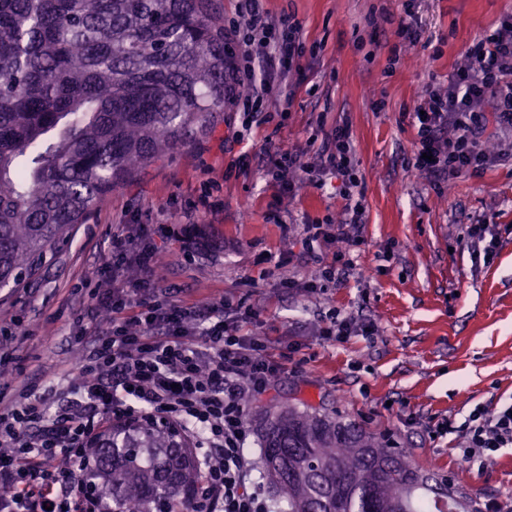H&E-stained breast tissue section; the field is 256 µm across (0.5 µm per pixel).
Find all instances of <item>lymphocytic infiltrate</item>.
Returning a JSON list of instances; mask_svg holds the SVG:
<instances>
[{
  "instance_id": "f902f5d3",
  "label": "lymphocytic infiltrate",
  "mask_w": 512,
  "mask_h": 512,
  "mask_svg": "<svg viewBox=\"0 0 512 512\" xmlns=\"http://www.w3.org/2000/svg\"><path fill=\"white\" fill-rule=\"evenodd\" d=\"M238 51L229 96L244 130H251L275 79L300 71L302 26L292 15L275 17L260 0H242L240 16L224 23ZM491 108L499 127L512 132V16L468 48L465 61L443 90L425 89L412 119L417 129L414 168L458 175L483 165L480 121ZM292 187L333 181L354 215L362 213V178L348 126L334 129L312 160L278 148L267 170ZM354 223L304 224L301 243L319 266L303 286L322 293L348 276L358 244ZM337 245L333 254L325 242ZM162 253L149 225L126 219L112 235V262L96 292L95 316L108 327L84 348L66 377L56 405L26 391L0 406V512H100L101 501L81 490L89 443L115 423L153 421L191 441L208 512H270L255 487L246 404L266 393L294 362L289 346L272 348L268 337L243 332L251 309L230 297L200 308L177 299L153 277ZM512 447V404L489 413L474 410L460 448L472 465Z\"/></svg>"
}]
</instances>
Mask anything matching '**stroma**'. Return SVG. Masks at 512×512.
<instances>
[{"mask_svg":"<svg viewBox=\"0 0 512 512\" xmlns=\"http://www.w3.org/2000/svg\"><path fill=\"white\" fill-rule=\"evenodd\" d=\"M404 0H263L272 15L295 14L306 44V83H280L265 103L287 110L236 139L239 118L225 104L191 144L147 165L102 196L70 241L47 253L38 273L0 289V350L10 376L0 395L72 372L81 355L72 319L95 290L124 216L153 225L164 249L154 276L187 302L243 300V325L296 344V367L257 398L260 406L309 405L360 423L409 449L421 470L450 476L481 512H512V447L479 466L458 455L461 430L476 407L512 402V136L484 112V145L497 157L456 177L413 169L412 112L425 88H443L465 50L512 15V0H423L421 42L396 35ZM348 124L364 187L356 271L320 295L282 288L317 266L299 232L310 220H350L332 186L299 181L282 190L265 174L283 146L313 157L325 132ZM218 208L203 213L201 199ZM176 207H169V199ZM282 221L270 223L269 213ZM500 225L489 262L472 261L457 236L465 224ZM373 322V338L321 340L314 324L329 310Z\"/></svg>","mask_w":512,"mask_h":512,"instance_id":"1","label":"stroma"}]
</instances>
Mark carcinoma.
I'll use <instances>...</instances> for the list:
<instances>
[{
	"label": "carcinoma",
	"mask_w": 512,
	"mask_h": 512,
	"mask_svg": "<svg viewBox=\"0 0 512 512\" xmlns=\"http://www.w3.org/2000/svg\"><path fill=\"white\" fill-rule=\"evenodd\" d=\"M212 5L0 0V288L224 109L233 57ZM252 420L288 512H480L354 421L296 406ZM87 453L102 512L195 508L197 469L170 427L116 424Z\"/></svg>",
	"instance_id": "carcinoma-1"
}]
</instances>
